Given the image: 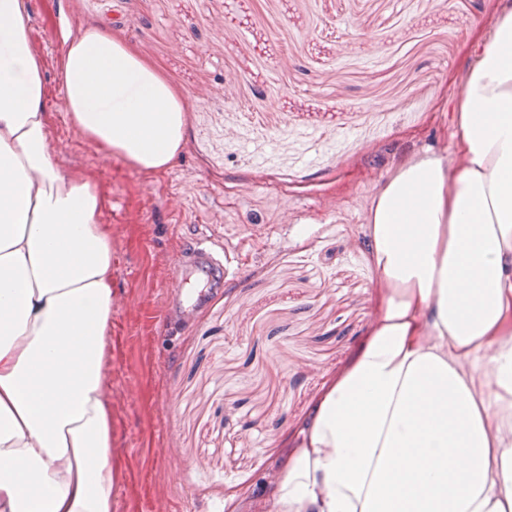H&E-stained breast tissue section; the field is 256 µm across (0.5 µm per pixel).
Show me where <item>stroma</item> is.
<instances>
[{
	"mask_svg": "<svg viewBox=\"0 0 512 512\" xmlns=\"http://www.w3.org/2000/svg\"><path fill=\"white\" fill-rule=\"evenodd\" d=\"M30 2L50 147L112 236L116 512H253L366 338L364 210L398 161L455 145L449 103L499 0ZM95 25L187 104L165 172L91 145L59 107L63 35ZM200 231L240 274L170 337L172 261Z\"/></svg>",
	"mask_w": 512,
	"mask_h": 512,
	"instance_id": "35a3bbf8",
	"label": "stroma"
}]
</instances>
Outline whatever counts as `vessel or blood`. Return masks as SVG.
I'll use <instances>...</instances> for the list:
<instances>
[{
  "instance_id": "b4317fda",
  "label": "vessel or blood",
  "mask_w": 512,
  "mask_h": 512,
  "mask_svg": "<svg viewBox=\"0 0 512 512\" xmlns=\"http://www.w3.org/2000/svg\"><path fill=\"white\" fill-rule=\"evenodd\" d=\"M235 274L231 256L219 255L208 238H188L176 259L167 288L163 325L170 329L179 327L191 310L208 302L211 288L223 285L226 278ZM192 281L197 288L190 292L186 286Z\"/></svg>"
}]
</instances>
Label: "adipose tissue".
<instances>
[{
	"instance_id": "obj_1",
	"label": "adipose tissue",
	"mask_w": 512,
	"mask_h": 512,
	"mask_svg": "<svg viewBox=\"0 0 512 512\" xmlns=\"http://www.w3.org/2000/svg\"><path fill=\"white\" fill-rule=\"evenodd\" d=\"M27 0H0V512H114L112 239L60 169ZM70 122L148 173L185 104L102 27L65 37ZM450 149L365 212L381 302L255 512H512V0L452 103Z\"/></svg>"
}]
</instances>
